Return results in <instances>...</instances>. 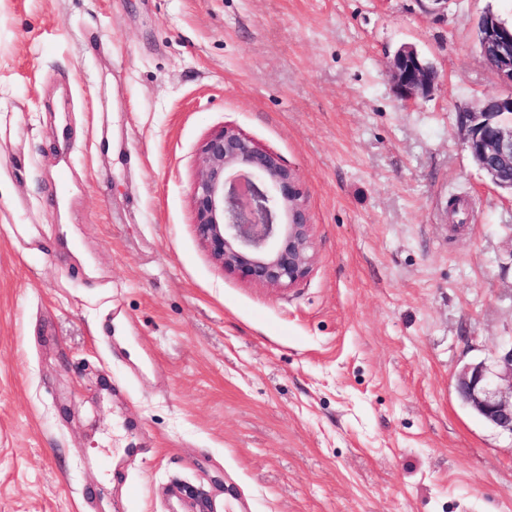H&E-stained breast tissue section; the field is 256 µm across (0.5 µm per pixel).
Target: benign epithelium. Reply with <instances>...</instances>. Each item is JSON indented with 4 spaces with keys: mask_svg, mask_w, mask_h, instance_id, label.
I'll use <instances>...</instances> for the list:
<instances>
[{
    "mask_svg": "<svg viewBox=\"0 0 512 512\" xmlns=\"http://www.w3.org/2000/svg\"><path fill=\"white\" fill-rule=\"evenodd\" d=\"M477 39L489 67L512 86V24L486 12ZM390 72L406 102L428 96L438 82L433 64L409 45L395 52ZM457 123L478 168L512 193V92L457 113ZM198 163L191 192L194 224L212 259L262 287L305 279L313 240L297 171L233 125L204 141ZM456 392L466 407L512 435V339L492 357L464 365L456 375Z\"/></svg>",
    "mask_w": 512,
    "mask_h": 512,
    "instance_id": "benign-epithelium-1",
    "label": "benign epithelium"
}]
</instances>
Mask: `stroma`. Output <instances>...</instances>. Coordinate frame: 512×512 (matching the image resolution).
Returning a JSON list of instances; mask_svg holds the SVG:
<instances>
[{
  "instance_id": "stroma-1",
  "label": "stroma",
  "mask_w": 512,
  "mask_h": 512,
  "mask_svg": "<svg viewBox=\"0 0 512 512\" xmlns=\"http://www.w3.org/2000/svg\"><path fill=\"white\" fill-rule=\"evenodd\" d=\"M512 0H0V512H512L455 375L512 338V193L457 124ZM411 45L440 82L406 103ZM301 178L292 287L215 264L198 152ZM71 175L58 183L60 166Z\"/></svg>"
}]
</instances>
